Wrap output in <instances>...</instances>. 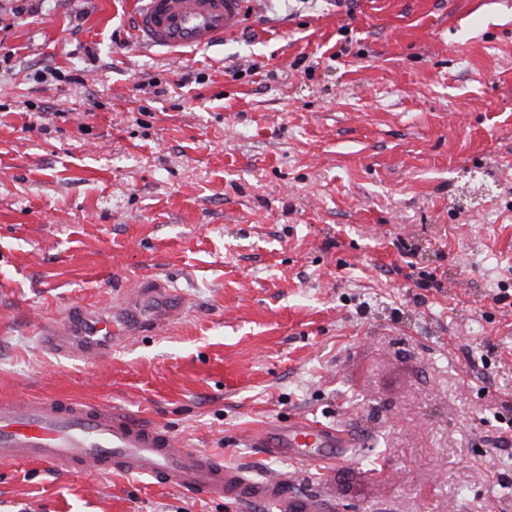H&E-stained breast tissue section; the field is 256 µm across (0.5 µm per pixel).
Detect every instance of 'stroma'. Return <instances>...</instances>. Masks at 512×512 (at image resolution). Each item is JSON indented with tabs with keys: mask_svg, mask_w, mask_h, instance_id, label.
Segmentation results:
<instances>
[{
	"mask_svg": "<svg viewBox=\"0 0 512 512\" xmlns=\"http://www.w3.org/2000/svg\"><path fill=\"white\" fill-rule=\"evenodd\" d=\"M131 11L0 0V399L122 406L318 512H512V0H253L183 56ZM152 276L166 331L42 345ZM296 418L349 457L268 456ZM0 512L270 510L0 462Z\"/></svg>",
	"mask_w": 512,
	"mask_h": 512,
	"instance_id": "stroma-1",
	"label": "stroma"
}]
</instances>
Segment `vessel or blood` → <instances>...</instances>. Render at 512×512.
I'll return each instance as SVG.
<instances>
[{"instance_id": "vessel-or-blood-1", "label": "vessel or blood", "mask_w": 512, "mask_h": 512, "mask_svg": "<svg viewBox=\"0 0 512 512\" xmlns=\"http://www.w3.org/2000/svg\"><path fill=\"white\" fill-rule=\"evenodd\" d=\"M247 0H133L136 44L172 54L209 48L236 33ZM186 302L168 281L137 283L125 300L107 309L43 327L45 345L81 359L100 358L127 337L160 331ZM270 453L297 465L329 463L351 443L338 429L306 419L262 433ZM0 461H37L69 474L121 473L238 504L264 502L273 512H314L310 497L289 492L279 476L252 477L207 452L179 447L168 432L124 410L57 397L0 399Z\"/></svg>"}]
</instances>
